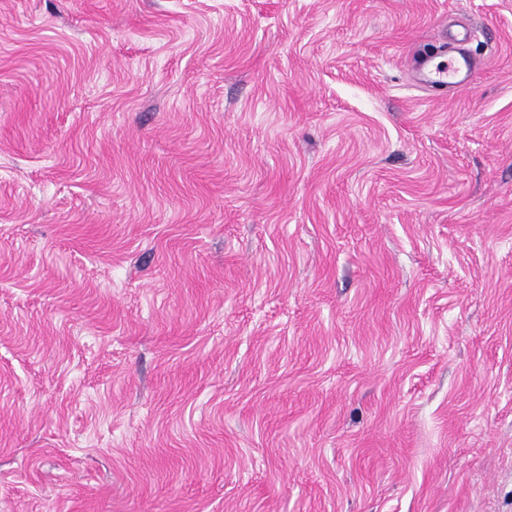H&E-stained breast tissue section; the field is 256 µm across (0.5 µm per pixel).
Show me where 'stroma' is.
I'll return each instance as SVG.
<instances>
[{
    "label": "stroma",
    "instance_id": "1",
    "mask_svg": "<svg viewBox=\"0 0 512 512\" xmlns=\"http://www.w3.org/2000/svg\"><path fill=\"white\" fill-rule=\"evenodd\" d=\"M0 512H512V0H0ZM430 61L427 59V79L426 82L428 84H432L433 86L439 87L444 89V91H448V86H457L464 84L468 78H469V72L467 71L463 75L461 74V68L459 66H456V68H453L452 76L448 77V70L447 68H439L436 66L435 68L433 66H430L428 63Z\"/></svg>",
    "mask_w": 512,
    "mask_h": 512
}]
</instances>
